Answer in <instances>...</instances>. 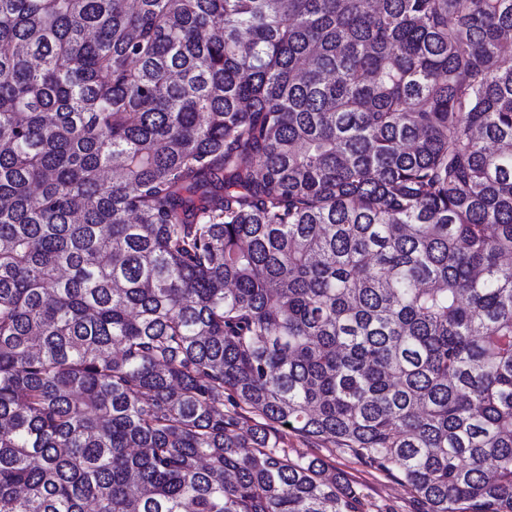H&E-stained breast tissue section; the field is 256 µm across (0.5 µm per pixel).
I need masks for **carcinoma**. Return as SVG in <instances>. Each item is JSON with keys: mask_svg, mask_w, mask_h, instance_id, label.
Instances as JSON below:
<instances>
[{"mask_svg": "<svg viewBox=\"0 0 512 512\" xmlns=\"http://www.w3.org/2000/svg\"><path fill=\"white\" fill-rule=\"evenodd\" d=\"M507 257L512 0H0V512H512ZM288 457H323L361 491L360 512H415L410 489L396 475L361 463L350 453L335 448H315L293 433L285 437Z\"/></svg>", "mask_w": 512, "mask_h": 512, "instance_id": "cac0c4a2", "label": "carcinoma"}]
</instances>
